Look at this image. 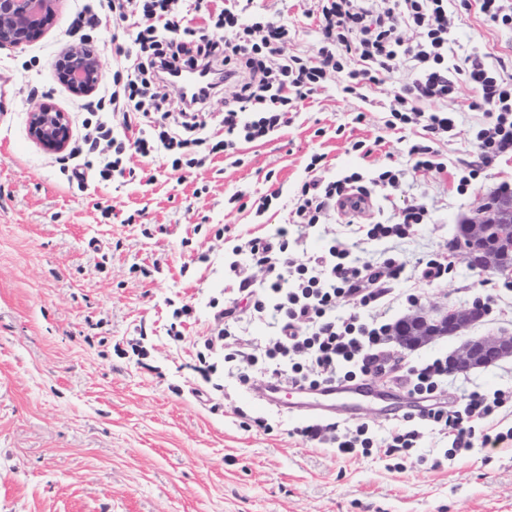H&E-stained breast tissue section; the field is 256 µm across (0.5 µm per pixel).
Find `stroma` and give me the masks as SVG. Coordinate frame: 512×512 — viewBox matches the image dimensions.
<instances>
[{"mask_svg":"<svg viewBox=\"0 0 512 512\" xmlns=\"http://www.w3.org/2000/svg\"><path fill=\"white\" fill-rule=\"evenodd\" d=\"M82 4L59 0L39 38L0 53V83L13 93L0 111V512H512V446H477L438 470L414 457L401 470L342 458L292 436L305 416L265 406L232 377L215 390L195 368L214 326L210 299L239 295L238 282L224 275L233 247L283 224L314 153L326 156V178L356 170L369 179L389 160L405 168L398 188H373L374 217L414 203L428 210L412 242L348 241L358 260L394 255L406 265L385 321L417 304L467 308L479 299L489 311L472 335L512 332V286L503 279L459 259L442 280L419 279L420 262L446 252L482 198L512 185V155L480 163L469 130L481 115L468 109V91L446 104L459 120L439 145L448 165L441 175L408 170L418 125L385 126L398 73L362 100L332 78L288 126L238 143L234 157L220 154L182 173L133 153L127 174L80 187L68 180V155L29 139L27 116L47 102L81 132V100L55 80L51 58L69 45L64 31ZM255 6L295 29L287 53L316 57L321 21L311 0ZM448 20L456 53L477 51L512 76V27L460 7ZM359 140L374 152L354 150ZM472 171L476 179L457 193L456 179ZM272 184L281 197L265 213L232 201L258 198ZM133 212L136 222L126 223ZM143 267L150 277L140 275ZM412 286L414 304L402 298ZM185 303L194 314L177 341L168 328ZM475 385L512 389V359L450 376L447 394ZM239 408L268 419L271 431L241 429Z\"/></svg>","mask_w":512,"mask_h":512,"instance_id":"1","label":"stroma"}]
</instances>
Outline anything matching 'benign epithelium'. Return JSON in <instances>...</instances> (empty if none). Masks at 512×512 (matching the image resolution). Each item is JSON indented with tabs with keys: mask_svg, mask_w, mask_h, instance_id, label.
I'll return each mask as SVG.
<instances>
[{
	"mask_svg": "<svg viewBox=\"0 0 512 512\" xmlns=\"http://www.w3.org/2000/svg\"><path fill=\"white\" fill-rule=\"evenodd\" d=\"M57 6V0H0V51L17 52L42 29V18ZM68 66L58 70V79L78 97L92 95L100 77V61L87 46L68 48ZM28 135L42 148L64 152L70 139V119L64 112L42 103L28 114ZM512 240V195L491 193L482 199L461 232L448 242V253L463 259L478 273L512 277V253L498 248ZM488 312L481 300L468 309L450 307L420 308L402 318L386 336V342L399 351H413L437 338L465 335ZM512 357V334L491 333L467 338L448 355V373L466 374Z\"/></svg>",
	"mask_w": 512,
	"mask_h": 512,
	"instance_id": "obj_1",
	"label": "benign epithelium"
}]
</instances>
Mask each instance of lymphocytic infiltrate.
<instances>
[{
  "label": "lymphocytic infiltrate",
  "instance_id": "f902f5d3",
  "mask_svg": "<svg viewBox=\"0 0 512 512\" xmlns=\"http://www.w3.org/2000/svg\"><path fill=\"white\" fill-rule=\"evenodd\" d=\"M315 2L320 47L312 60L283 54L286 24L261 13L246 15L234 2L207 26L189 27L180 23L178 0H91L67 29L80 42H87L88 29L99 23L127 19L129 8H136L139 19L129 46L116 49L124 66L111 80H100L101 96L86 106L84 134L74 154L95 161L103 182L124 173L132 152L166 158L176 171L198 168L209 155L230 153L239 141H260L286 126L289 112L330 76H340L343 92L357 97L400 72L405 79L393 95L385 125H421L422 136L407 150L413 172L446 171L437 144L456 129L457 118L440 103L457 97L465 86L471 91L469 109L485 116L472 128L483 164L512 155V79L477 56L449 67L452 0ZM409 30L420 31L421 41L408 44ZM180 68L208 75L200 95L189 101L172 83V72ZM218 99L224 102V137L214 141L206 133L203 114ZM422 102L433 103V110L420 111ZM148 111L156 115L152 130H140L132 140L114 131L115 113ZM324 164V155L311 156L310 177L297 192L286 227L236 246L229 270L239 281L240 298L215 312L206 349L223 350L225 363L243 385L285 377L294 385L316 387L387 373L409 394L420 396L421 410L403 415L381 436L366 423L341 431L317 421L294 428L302 440L336 446L343 457L410 458L419 451L427 426L451 439L455 455L477 443L491 448L512 443V427L499 428L500 413L512 406V391L489 394L476 386L448 403L439 394L448 376L446 360L385 367L378 354L387 329L382 313L391 302L389 282L404 271L402 262L392 257L359 262L340 239L322 255L289 252V226L325 223L345 200L367 193L361 172L325 180L319 175ZM427 215L423 205L410 204L392 219L358 224L350 233L361 240L402 241ZM257 269L264 273L259 282L253 279ZM344 303L353 304L355 313L337 315ZM268 317L274 320L272 334L263 340L249 336L248 323Z\"/></svg>",
  "mask_w": 512,
  "mask_h": 512
}]
</instances>
